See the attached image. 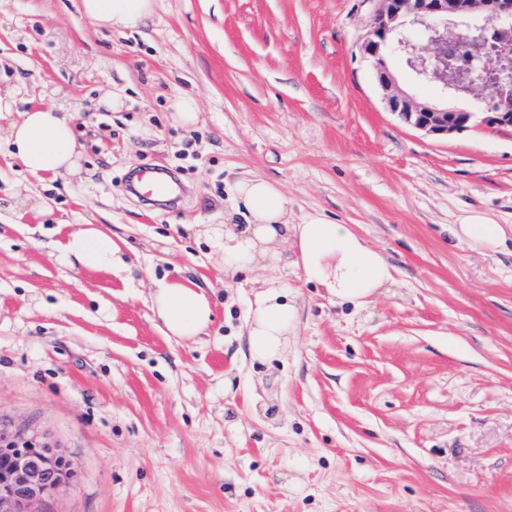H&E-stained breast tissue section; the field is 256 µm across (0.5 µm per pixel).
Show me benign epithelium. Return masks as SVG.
<instances>
[{"label":"benign epithelium","mask_w":512,"mask_h":512,"mask_svg":"<svg viewBox=\"0 0 512 512\" xmlns=\"http://www.w3.org/2000/svg\"><path fill=\"white\" fill-rule=\"evenodd\" d=\"M492 22L512 27V0H377L360 52L373 67L387 109L409 126L434 137L462 132L475 124L512 126V81L496 84L480 76L448 81V45L466 50L463 27ZM405 52L418 80L440 86L443 93L465 98L460 108L421 102L397 83L388 65L391 54ZM496 101L495 110L485 105ZM17 446L0 469V512H39V506L74 474L70 464L26 427L0 420V448Z\"/></svg>","instance_id":"1"}]
</instances>
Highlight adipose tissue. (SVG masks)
Listing matches in <instances>:
<instances>
[{
	"mask_svg": "<svg viewBox=\"0 0 512 512\" xmlns=\"http://www.w3.org/2000/svg\"><path fill=\"white\" fill-rule=\"evenodd\" d=\"M156 0H81V11L98 27L112 31L132 29L149 18ZM17 99L0 94V116L8 118L5 143L32 177L74 174L79 170L80 151L70 110L36 107L20 120L10 115ZM235 209L249 220L247 232L215 227L211 236L224 250V269L233 271L262 260L276 258L288 238H297L302 268L308 279L326 288L337 302L361 308L378 288L391 282V267L382 254L353 231L322 215L307 216L303 223L288 221V199L267 180L255 177L232 188ZM453 236L475 251L491 250L504 236V229L490 217L469 211L460 216ZM70 265L119 274L128 271L121 247L109 229L88 224L70 233L60 246ZM152 311L167 336L191 341L211 324L213 311L203 290L192 280L175 279L159 284L151 296ZM296 321V309L287 292L269 288L261 294L248 319V349L253 359H278L288 343Z\"/></svg>",
	"mask_w": 512,
	"mask_h": 512,
	"instance_id": "obj_1",
	"label": "adipose tissue"
}]
</instances>
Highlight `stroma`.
<instances>
[{"label":"stroma","mask_w":512,"mask_h":512,"mask_svg":"<svg viewBox=\"0 0 512 512\" xmlns=\"http://www.w3.org/2000/svg\"><path fill=\"white\" fill-rule=\"evenodd\" d=\"M80 4L0 0V87L22 111L75 109L81 146L80 174L56 179L0 153V419L74 470L43 512H512V127L439 138L392 114L359 51L375 0H156L120 34ZM183 93L189 130L171 120ZM178 153L181 200L124 191ZM254 176L291 223L351 225L392 282L336 305L292 242L225 275L204 231L246 228L228 188ZM470 209L502 224L494 251L451 236ZM87 223L134 281L60 260ZM178 275L214 311L192 341L151 310ZM269 287L298 307L270 364L246 342ZM198 107L193 97L183 95L172 104V119L174 124L188 127L197 122Z\"/></svg>","instance_id":"1"}]
</instances>
